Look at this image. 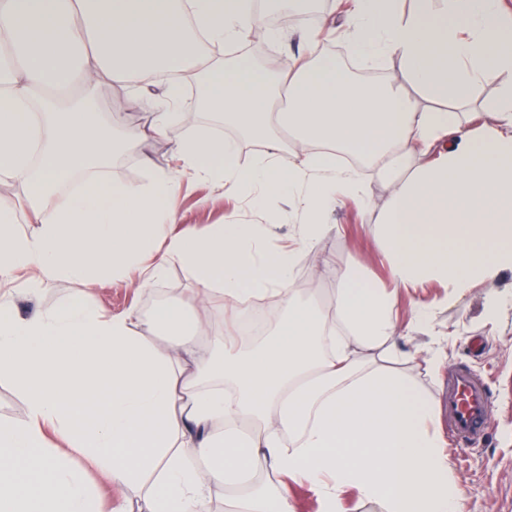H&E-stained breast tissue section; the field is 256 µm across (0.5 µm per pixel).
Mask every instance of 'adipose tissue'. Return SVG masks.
Instances as JSON below:
<instances>
[{
  "label": "adipose tissue",
  "mask_w": 512,
  "mask_h": 512,
  "mask_svg": "<svg viewBox=\"0 0 512 512\" xmlns=\"http://www.w3.org/2000/svg\"><path fill=\"white\" fill-rule=\"evenodd\" d=\"M354 54L373 66L398 60L408 81L439 98L512 74V9L506 0H350ZM249 0H0V176L17 186L38 229L21 236L15 210L0 205V282L18 271L30 287L66 279L90 286L122 278L143 288L170 262L196 281L182 304L153 322L157 348L128 311L106 314L85 293L19 317L0 300V375L24 396L27 417L0 420V512H101L86 470L144 494L146 512H208L216 488H236L237 512H295L289 485L302 482L320 512H341L346 489L382 512H462L434 403L381 353L397 354L399 289L448 286L449 301L489 284L485 317L506 301L494 290L512 270V84L491 122L423 109L386 81L361 88L304 37V62L273 79L249 59L224 67L211 49L259 33ZM197 75L195 97L179 77ZM120 86L150 114L147 128L103 122L93 94ZM223 115L262 150L236 162V146L192 134L174 153L200 181L273 212L293 197L304 220L295 249H263V224H218L169 233L177 181L154 172L112 180V161L148 136L162 137L190 112ZM301 160L281 164L280 132ZM387 177L392 203L374 234L389 285L360 266L333 269L339 331L320 308L295 297L302 251L330 232L337 197L368 202L358 172L335 148ZM425 161L412 165L413 156ZM221 298L228 311L274 298L278 327L267 344L231 350L233 334L189 322L190 310ZM264 473L279 482L262 486Z\"/></svg>",
  "instance_id": "1"
}]
</instances>
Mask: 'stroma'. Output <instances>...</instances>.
Returning <instances> with one entry per match:
<instances>
[{
  "label": "stroma",
  "mask_w": 512,
  "mask_h": 512,
  "mask_svg": "<svg viewBox=\"0 0 512 512\" xmlns=\"http://www.w3.org/2000/svg\"><path fill=\"white\" fill-rule=\"evenodd\" d=\"M315 25L305 24L281 28L275 41L265 43L263 57L277 60L279 70L292 69L299 55L300 41L309 28L328 31L325 49L336 57L346 55L348 38L342 31L340 12L332 11V0H315ZM186 128L173 129L166 137L151 139L140 146L134 157L122 159L112 167L113 179L125 182L144 181L154 170L171 171L177 162L172 154L174 143L183 138ZM372 203L362 206L357 200L343 197L326 214V223L333 229L315 249L304 251L295 269L300 286V299H313L322 308H329L336 299V277L317 278L314 270L323 255H331L339 266L360 262L378 283L389 281L388 263L382 247L374 237L378 224L391 202V188L380 181L374 170L362 171ZM179 229L202 233L215 224L239 222L260 223L256 209L245 199L227 194L210 182H200L189 174H181L177 195ZM196 288L178 263L168 265L162 278L148 288H135L129 282L112 280L95 286L94 297L106 312L120 314L137 311L144 323L150 324V338L162 343V331L151 324L147 306L153 296L172 303L192 295ZM82 290L79 283L57 280L39 287L37 293L26 290L23 280L0 287L23 316L37 310L54 309ZM486 285L471 288L457 303L446 304L447 288L426 283L398 293L397 309L400 321H408L417 303L431 302L436 306V329L447 344L448 358L437 374H430L423 361L425 351L433 344L431 336L412 332L398 339L401 351L411 360L404 370L426 390L435 404H442L448 391V375L457 368L469 369L487 379L493 403L485 433L473 448L447 446L452 472L464 490L462 512H512V304L507 305L495 323L484 318Z\"/></svg>",
  "instance_id": "obj_1"
}]
</instances>
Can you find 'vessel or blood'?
Listing matches in <instances>:
<instances>
[{
    "mask_svg": "<svg viewBox=\"0 0 512 512\" xmlns=\"http://www.w3.org/2000/svg\"><path fill=\"white\" fill-rule=\"evenodd\" d=\"M492 406L487 383L465 369H457L448 385V401L444 417L448 430L457 443L479 440Z\"/></svg>",
    "mask_w": 512,
    "mask_h": 512,
    "instance_id": "b4317fda",
    "label": "vessel or blood"
}]
</instances>
